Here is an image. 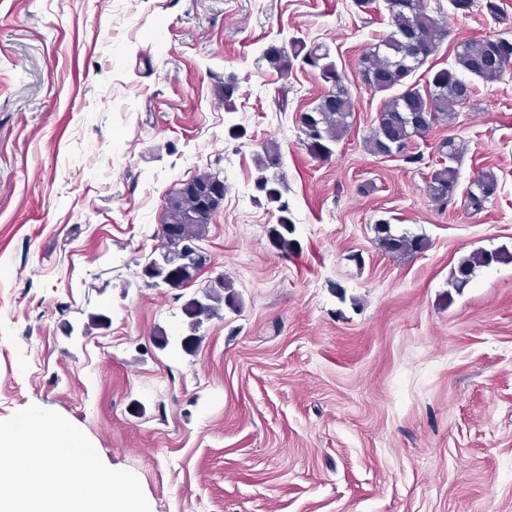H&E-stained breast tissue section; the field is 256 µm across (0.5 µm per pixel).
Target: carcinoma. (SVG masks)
I'll use <instances>...</instances> for the list:
<instances>
[{
	"label": "carcinoma",
	"mask_w": 512,
	"mask_h": 512,
	"mask_svg": "<svg viewBox=\"0 0 512 512\" xmlns=\"http://www.w3.org/2000/svg\"><path fill=\"white\" fill-rule=\"evenodd\" d=\"M394 30L365 55L360 63L361 77L365 84L377 92H399L389 97L380 110L377 122L387 126L386 137L374 131L367 140V149L378 156H387L392 149L408 150L409 139L429 130L434 124H452L456 119V108L467 104L474 90V82L494 83L500 81L506 73V64H512V39H470L459 43L455 54V66L435 72L431 79L420 85L412 82V74L427 59L425 54H417L407 63L404 59L400 35L405 32H419L437 51L447 30L428 13L423 0H412L408 10L391 11ZM262 57L280 75L286 77L291 72L293 61L300 60L306 65L319 69H337L330 54L320 44L311 47L302 40L292 41L291 52L276 45L266 47ZM353 109V102L344 76H336V83L319 104L301 116L302 144L321 158L331 154L330 144L336 142L346 129V118ZM395 112H417L420 122L416 126L401 124L393 117ZM460 145L453 138L440 142L437 167L429 173V191L434 200L447 203L451 201L457 189V171L451 162L457 159ZM280 164L278 147L265 148L264 157L257 164L260 178L256 189L265 194L270 203L277 204L282 213L279 223H288V202L276 185L277 176L267 175V171ZM220 182L219 174L203 172L193 176L165 199L163 224L175 228V237L167 248L171 253L169 263L155 271L158 278H177L185 283L195 279L200 266L193 245L200 243L206 235L212 216L209 208L212 203L210 192ZM496 178L490 173L477 175L466 193V206L475 212L483 209L484 203L496 190ZM377 239L382 246L393 254L420 252L427 247L425 239L395 234L392 224L381 219L375 224ZM507 255L498 251H475L463 258L451 274V284L455 288L465 287L473 277L475 270L493 262L506 260ZM229 284L224 277L215 279V284L205 291L206 318H211L216 304L224 299L223 292Z\"/></svg>",
	"instance_id": "obj_1"
}]
</instances>
